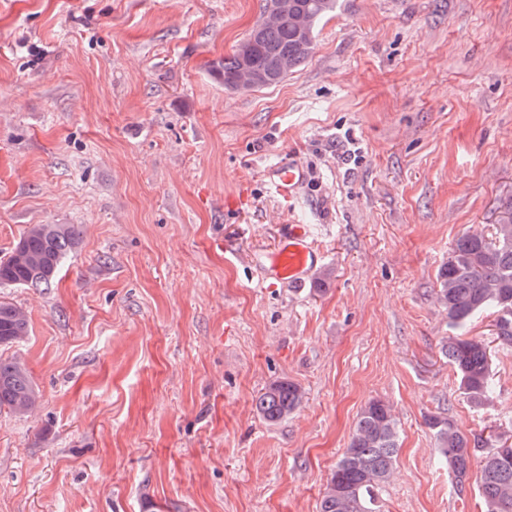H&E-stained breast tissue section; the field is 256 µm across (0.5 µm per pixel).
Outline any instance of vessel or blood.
<instances>
[{"mask_svg":"<svg viewBox=\"0 0 512 512\" xmlns=\"http://www.w3.org/2000/svg\"><path fill=\"white\" fill-rule=\"evenodd\" d=\"M301 180L302 171L293 163H282L270 171L272 190L287 200L293 199ZM269 261L278 282L301 283L318 264L310 225L288 224L283 240L271 254Z\"/></svg>","mask_w":512,"mask_h":512,"instance_id":"vessel-or-blood-1","label":"vessel or blood"}]
</instances>
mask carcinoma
<instances>
[{
	"instance_id": "1",
	"label": "carcinoma",
	"mask_w": 512,
	"mask_h": 512,
	"mask_svg": "<svg viewBox=\"0 0 512 512\" xmlns=\"http://www.w3.org/2000/svg\"><path fill=\"white\" fill-rule=\"evenodd\" d=\"M294 7L269 27L252 29L242 41L255 68L265 73L268 86L283 80L279 64L293 68L314 50L297 38V17L308 19L312 36L320 22L336 11L337 0H293ZM224 88L239 76V55L233 51L220 66ZM79 239L75 224H31L19 242L0 259V286L53 285L62 259ZM434 298L448 323L464 326L478 313L496 314L499 345L512 347V222L492 225L482 232L460 237L437 272ZM31 333L25 311L0 300V348L23 343ZM452 366L459 390L474 408L491 396L492 354L480 336H449L442 346ZM305 398L302 386L292 380L274 381L255 400L258 413L274 423L288 418ZM40 406V393L26 361L20 356L0 357V410L28 417ZM426 425L451 470L458 492L466 489L473 464L485 512H512V446L493 435L461 430L449 417L430 415ZM399 452V428L392 407L381 399L369 401L360 411L347 448L327 479L318 512H379V494L388 481Z\"/></svg>"
}]
</instances>
